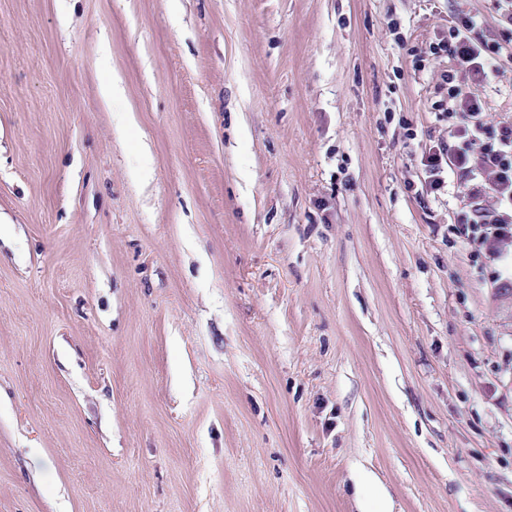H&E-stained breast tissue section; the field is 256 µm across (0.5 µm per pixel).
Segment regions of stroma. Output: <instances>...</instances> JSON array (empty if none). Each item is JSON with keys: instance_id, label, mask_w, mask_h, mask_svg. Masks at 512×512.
<instances>
[{"instance_id": "stroma-1", "label": "stroma", "mask_w": 512, "mask_h": 512, "mask_svg": "<svg viewBox=\"0 0 512 512\" xmlns=\"http://www.w3.org/2000/svg\"><path fill=\"white\" fill-rule=\"evenodd\" d=\"M461 11L0 0V512H512V256L415 190Z\"/></svg>"}]
</instances>
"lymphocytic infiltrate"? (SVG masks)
<instances>
[{
	"instance_id": "lymphocytic-infiltrate-1",
	"label": "lymphocytic infiltrate",
	"mask_w": 512,
	"mask_h": 512,
	"mask_svg": "<svg viewBox=\"0 0 512 512\" xmlns=\"http://www.w3.org/2000/svg\"><path fill=\"white\" fill-rule=\"evenodd\" d=\"M495 4L505 9L506 27L499 39L483 36L479 14L461 12L449 26L447 39L431 49L448 60L437 84L448 136L421 157L430 193H440L451 175L462 184L451 222L471 245L473 256L489 261L502 258L512 246V120L487 122L486 103L472 91L512 61V5L507 0Z\"/></svg>"
}]
</instances>
